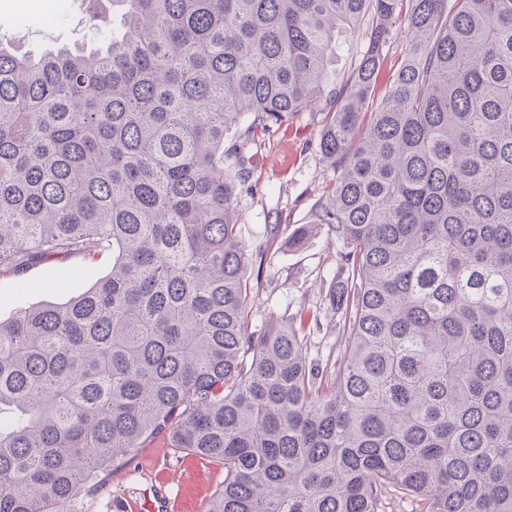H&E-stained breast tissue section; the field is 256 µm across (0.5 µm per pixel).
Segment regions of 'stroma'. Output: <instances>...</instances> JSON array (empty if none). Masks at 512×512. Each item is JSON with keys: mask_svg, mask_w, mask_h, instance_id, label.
I'll use <instances>...</instances> for the list:
<instances>
[{"mask_svg": "<svg viewBox=\"0 0 512 512\" xmlns=\"http://www.w3.org/2000/svg\"><path fill=\"white\" fill-rule=\"evenodd\" d=\"M82 10L81 0H0V36L19 40L33 52L90 42L94 36L81 22ZM325 120L317 107L296 113L248 146L242 159L249 179L234 200L238 234L249 254L252 329L275 321L293 325L307 336L311 359L323 362L336 360L347 342L329 300L343 244L329 225L315 221L324 188L336 178L320 149ZM303 226L308 234L291 245ZM111 266L106 254L91 268L79 259L35 267L22 284L1 278L0 320L22 308L64 302L107 275ZM54 279L64 280V289L49 288ZM223 479L221 463L173 452L158 440L113 472L111 496L86 501L82 512H151L163 503L168 512H202Z\"/></svg>", "mask_w": 512, "mask_h": 512, "instance_id": "obj_1", "label": "stroma"}]
</instances>
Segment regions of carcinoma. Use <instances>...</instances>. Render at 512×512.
Here are the masks:
<instances>
[{
	"label": "carcinoma",
	"mask_w": 512,
	"mask_h": 512,
	"mask_svg": "<svg viewBox=\"0 0 512 512\" xmlns=\"http://www.w3.org/2000/svg\"><path fill=\"white\" fill-rule=\"evenodd\" d=\"M89 3L100 49L0 40V277L112 254L0 321V512H79L160 437L224 465L204 512H512V0ZM364 19L320 143L329 373L291 326L248 331L233 200L241 150L324 97ZM403 31L404 26L402 20L400 17L396 18L392 24V39L386 47V63L379 78V84L382 86L385 85V78L389 71V67L394 62L397 64V62L406 56L408 52L409 43ZM365 47L362 29L349 38L341 39L338 58L334 60L328 71L330 86L339 85L346 80L361 59Z\"/></svg>",
	"instance_id": "1"
}]
</instances>
